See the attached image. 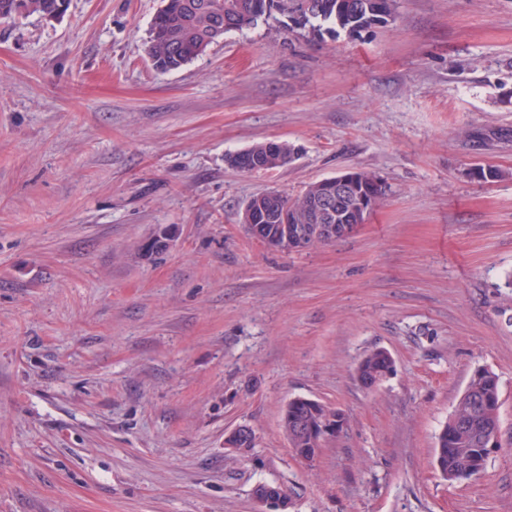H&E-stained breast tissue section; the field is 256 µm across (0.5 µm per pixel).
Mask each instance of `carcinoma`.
<instances>
[{"label":"carcinoma","mask_w":512,"mask_h":512,"mask_svg":"<svg viewBox=\"0 0 512 512\" xmlns=\"http://www.w3.org/2000/svg\"><path fill=\"white\" fill-rule=\"evenodd\" d=\"M58 0H0V19L18 13L53 16ZM396 0H161V7L150 25L147 53L162 71L181 68L197 58L230 31L243 30L275 19L286 24L291 33L306 31L312 35L327 25L337 33H359L394 19ZM267 142L256 143L230 157L239 165L254 156L264 158L260 170L273 171L295 158V149L285 142L276 152H268ZM349 191L335 208L332 224H364L384 202L386 185L376 173L350 170ZM253 207L263 208L274 221L246 228L252 238L262 242L282 239L288 225L280 223L282 215H292L307 224L314 233L312 189L292 198L286 193L269 191L253 196ZM395 369V361L385 348L367 351L356 367L361 386L376 390ZM500 388L495 374L478 369L470 377L448 421L437 437L435 459L448 472V481L467 480L478 474L486 461L487 437L500 429ZM339 423L344 429L345 414L317 400L298 397L286 405L280 426L288 443L296 448H322L329 434L323 427Z\"/></svg>","instance_id":"obj_1"}]
</instances>
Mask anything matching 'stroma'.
Masks as SVG:
<instances>
[{
	"label": "stroma",
	"mask_w": 512,
	"mask_h": 512,
	"mask_svg": "<svg viewBox=\"0 0 512 512\" xmlns=\"http://www.w3.org/2000/svg\"><path fill=\"white\" fill-rule=\"evenodd\" d=\"M159 6L0 20V512H258L261 482L290 512H512V0H397L355 35L262 22L171 72L146 53ZM267 140L296 159L229 164ZM352 169L389 187L356 232L246 235L252 196ZM376 346L395 370L369 392ZM479 368L499 446L451 482L434 448ZM297 397L349 420L311 464L279 426ZM395 369V361L385 348L375 347L367 351L356 367L361 386L368 391L376 390Z\"/></svg>",
	"instance_id": "35a3bbf8"
}]
</instances>
